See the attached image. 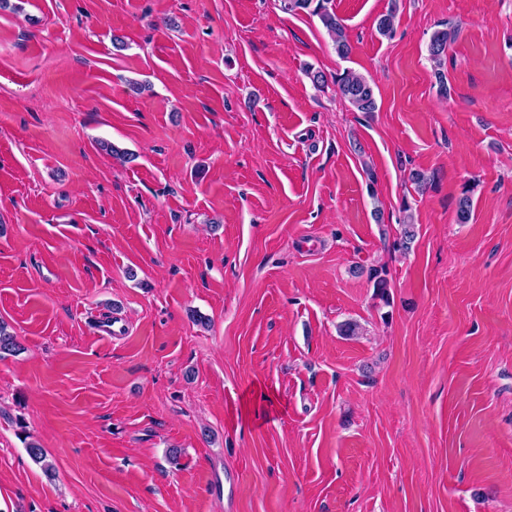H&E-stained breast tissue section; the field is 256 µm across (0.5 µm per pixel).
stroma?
<instances>
[{
    "label": "stroma",
    "mask_w": 512,
    "mask_h": 512,
    "mask_svg": "<svg viewBox=\"0 0 512 512\" xmlns=\"http://www.w3.org/2000/svg\"><path fill=\"white\" fill-rule=\"evenodd\" d=\"M328 6L0 5V512H512V0ZM327 1L328 0H317V4L313 8L312 14L319 17L328 35L336 45L337 53L344 57L348 55L350 46L346 39L341 19L337 17L335 12L330 11L324 4L327 3ZM335 84L340 94L359 112H372L376 109L374 89L360 74L352 70L337 73Z\"/></svg>",
    "instance_id": "1"
}]
</instances>
